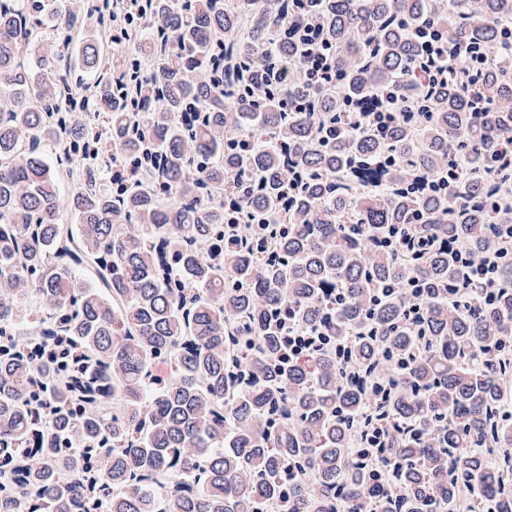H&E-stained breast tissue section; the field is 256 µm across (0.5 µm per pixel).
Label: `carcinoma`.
<instances>
[{"instance_id":"carcinoma-1","label":"carcinoma","mask_w":512,"mask_h":512,"mask_svg":"<svg viewBox=\"0 0 512 512\" xmlns=\"http://www.w3.org/2000/svg\"><path fill=\"white\" fill-rule=\"evenodd\" d=\"M457 6L141 0L146 39L106 56L51 0H0V512H512V64L383 133L339 108L409 83L421 26L453 54L512 27V0ZM302 16L337 89L281 88ZM285 311L342 356L280 362Z\"/></svg>"}]
</instances>
